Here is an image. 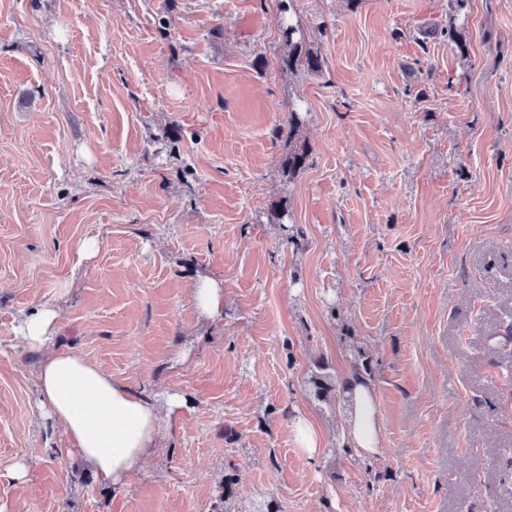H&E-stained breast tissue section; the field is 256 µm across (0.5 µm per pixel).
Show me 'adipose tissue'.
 Masks as SVG:
<instances>
[{
  "mask_svg": "<svg viewBox=\"0 0 512 512\" xmlns=\"http://www.w3.org/2000/svg\"><path fill=\"white\" fill-rule=\"evenodd\" d=\"M28 348L40 351L37 382L40 408L72 442L80 461L103 482L123 487L155 451L162 428L158 406L112 380L69 349L51 348L57 312L42 306L18 328ZM346 434L365 455L380 448L377 395L367 380H353Z\"/></svg>",
  "mask_w": 512,
  "mask_h": 512,
  "instance_id": "ef3b65f1",
  "label": "adipose tissue"
}]
</instances>
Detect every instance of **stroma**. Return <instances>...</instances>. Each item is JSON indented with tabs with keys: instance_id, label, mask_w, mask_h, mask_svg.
<instances>
[{
	"instance_id": "1",
	"label": "stroma",
	"mask_w": 512,
	"mask_h": 512,
	"mask_svg": "<svg viewBox=\"0 0 512 512\" xmlns=\"http://www.w3.org/2000/svg\"><path fill=\"white\" fill-rule=\"evenodd\" d=\"M295 5L315 73L279 0H0V512H512V0ZM45 304L56 346L180 401L123 488L36 407ZM283 38L292 47L287 57H284L282 63L288 69L294 70L297 66L304 67L308 71H317L321 66V61L316 52L306 47L304 35L296 25L290 23L283 28ZM196 306L208 317L218 318L224 313V287L209 277H201L195 283ZM348 391L351 413L346 434L353 448L365 455L380 453L377 395L373 385L363 378H353ZM296 433L302 448L306 450L309 458H313L320 448L318 433L308 421L303 419L296 423Z\"/></svg>"
}]
</instances>
